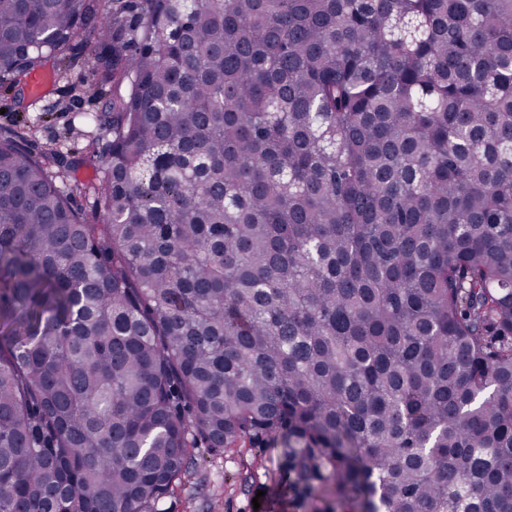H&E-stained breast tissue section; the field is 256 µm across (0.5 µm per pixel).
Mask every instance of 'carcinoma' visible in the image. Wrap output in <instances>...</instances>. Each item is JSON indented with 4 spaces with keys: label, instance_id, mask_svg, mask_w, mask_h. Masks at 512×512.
I'll list each match as a JSON object with an SVG mask.
<instances>
[{
    "label": "carcinoma",
    "instance_id": "obj_1",
    "mask_svg": "<svg viewBox=\"0 0 512 512\" xmlns=\"http://www.w3.org/2000/svg\"><path fill=\"white\" fill-rule=\"evenodd\" d=\"M79 38L102 218L0 136V512L259 436L350 512H512V0H0V85Z\"/></svg>",
    "mask_w": 512,
    "mask_h": 512
}]
</instances>
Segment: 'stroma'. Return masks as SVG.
I'll return each instance as SVG.
<instances>
[{
	"label": "stroma",
	"instance_id": "obj_1",
	"mask_svg": "<svg viewBox=\"0 0 512 512\" xmlns=\"http://www.w3.org/2000/svg\"><path fill=\"white\" fill-rule=\"evenodd\" d=\"M107 95L97 87V76L88 51H79L71 66L61 67L56 82L46 95L30 105L16 89L0 87V129L18 131L32 125L36 133L31 151L55 146L68 157L78 158L72 180L78 183L73 202L86 214H93L95 197L89 184L102 175L97 162L83 160L88 142L105 144L109 130L95 122L104 112ZM281 444L242 442L232 451L197 453L198 464L180 489L163 503L165 512H342L334 499L317 500L290 489L292 480L280 465Z\"/></svg>",
	"mask_w": 512,
	"mask_h": 512
}]
</instances>
